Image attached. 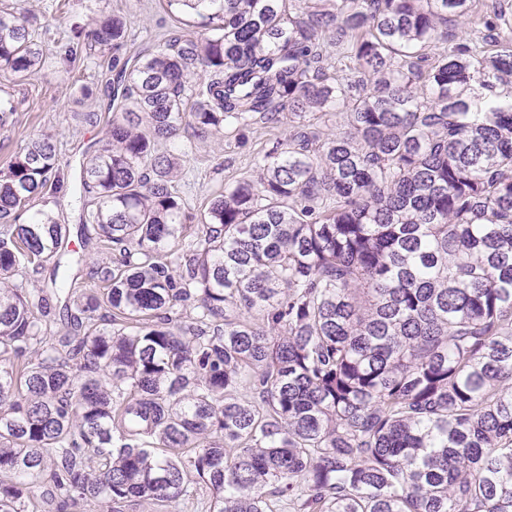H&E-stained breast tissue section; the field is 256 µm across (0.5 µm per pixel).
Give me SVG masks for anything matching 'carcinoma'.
<instances>
[{"mask_svg":"<svg viewBox=\"0 0 512 512\" xmlns=\"http://www.w3.org/2000/svg\"><path fill=\"white\" fill-rule=\"evenodd\" d=\"M166 2L201 37L121 68L81 169L77 235L112 259L18 223L50 138L0 170V512H179L201 484L205 512H512V8ZM87 36L117 67L122 17ZM41 62L0 10V70ZM284 112L256 176L189 212L180 126L240 144ZM47 263L79 336L15 282Z\"/></svg>","mask_w":512,"mask_h":512,"instance_id":"carcinoma-1","label":"carcinoma"}]
</instances>
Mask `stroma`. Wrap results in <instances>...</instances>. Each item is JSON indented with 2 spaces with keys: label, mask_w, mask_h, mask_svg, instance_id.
<instances>
[{
  "label": "stroma",
  "mask_w": 512,
  "mask_h": 512,
  "mask_svg": "<svg viewBox=\"0 0 512 512\" xmlns=\"http://www.w3.org/2000/svg\"><path fill=\"white\" fill-rule=\"evenodd\" d=\"M23 5L43 50L41 65L26 80L29 95L15 123L0 129V169L32 141L46 135L56 146V177L59 188L48 198L47 208L62 224L80 221L81 166L86 155L105 140L106 119L116 110L112 101L115 74L109 51L77 43L75 27L92 28L101 17L115 13L125 18L128 39L123 58L132 60L153 53L173 35H197L198 30L184 16L168 12L165 0H0V10ZM97 113L100 121L87 123L86 113ZM278 125L258 123L245 131L247 143L237 147L222 136L195 140L190 128L180 129L176 144H193V152L181 160L182 195L191 212L205 209L210 193L219 187L251 175L253 158L265 143L287 130Z\"/></svg>",
  "instance_id": "35a3bbf8"
}]
</instances>
